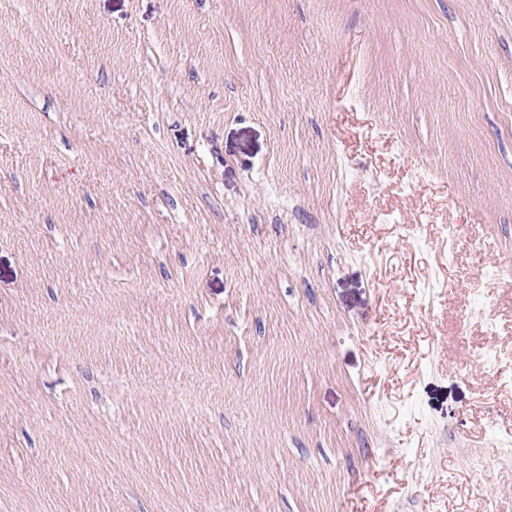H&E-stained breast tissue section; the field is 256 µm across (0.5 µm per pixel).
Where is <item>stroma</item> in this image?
<instances>
[{
    "label": "stroma",
    "instance_id": "1",
    "mask_svg": "<svg viewBox=\"0 0 512 512\" xmlns=\"http://www.w3.org/2000/svg\"><path fill=\"white\" fill-rule=\"evenodd\" d=\"M509 266L512 0H0V512H512ZM472 357L482 365H493L500 384L505 388H512V362L511 360L504 361L496 348L479 347L472 352Z\"/></svg>",
    "mask_w": 512,
    "mask_h": 512
}]
</instances>
